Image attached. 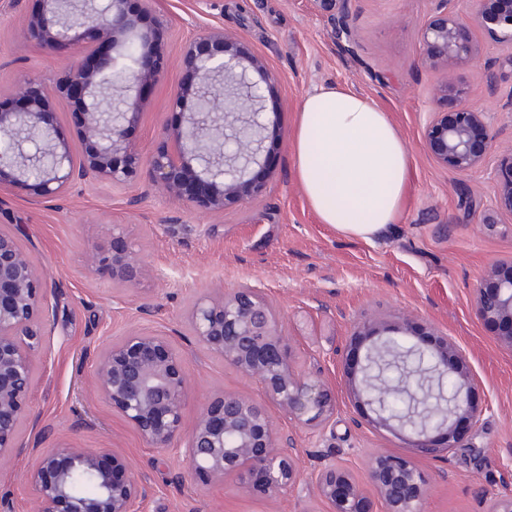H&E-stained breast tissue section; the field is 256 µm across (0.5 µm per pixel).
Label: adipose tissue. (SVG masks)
Returning a JSON list of instances; mask_svg holds the SVG:
<instances>
[{
    "label": "adipose tissue",
    "mask_w": 512,
    "mask_h": 512,
    "mask_svg": "<svg viewBox=\"0 0 512 512\" xmlns=\"http://www.w3.org/2000/svg\"><path fill=\"white\" fill-rule=\"evenodd\" d=\"M293 143L297 177L321 223L365 241L388 233L412 170L383 109L347 87H320L302 100Z\"/></svg>",
    "instance_id": "1"
}]
</instances>
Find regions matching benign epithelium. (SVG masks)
<instances>
[{
    "label": "benign epithelium",
    "instance_id": "obj_1",
    "mask_svg": "<svg viewBox=\"0 0 512 512\" xmlns=\"http://www.w3.org/2000/svg\"><path fill=\"white\" fill-rule=\"evenodd\" d=\"M28 31L47 50L75 43L78 52L65 80L50 86L30 79L19 87L22 107L0 106V186L25 188L54 200L76 185L125 184L146 168L149 184L161 195L186 203L192 211L215 214L225 207L258 196L272 176L263 152L261 84L274 80L264 60L244 50L220 27L201 31L184 48L183 61L194 82L179 87L171 107L186 115L185 126L164 128L149 156L127 136L145 102L144 87L160 80L167 67L153 34L141 29L153 0H88L90 8L72 11L67 0H32ZM332 16L335 39L351 42L350 0H314ZM476 22L512 42V0H476ZM426 62L444 70L436 88L439 98L458 101L453 112H437L425 134L436 162L455 171H469L482 162L492 136L484 113L465 104V90L454 68L476 54L448 0L436 7L421 31ZM259 75L254 81L251 74ZM224 77V93L210 91ZM135 90L134 98L113 104L102 95L109 85ZM62 96L82 105L79 137L84 145L75 159L68 144L57 140L46 112L49 101ZM194 109L186 110L188 99ZM233 139L235 150H220ZM34 153L25 155L23 145ZM258 171L250 173L252 166ZM507 179H498V204L512 212V153L503 157ZM89 269L102 268L112 280L136 284L142 263L123 249L88 250ZM53 289L17 237L0 231V462L25 451L20 427L30 417L32 370L42 348L44 326L50 321ZM476 315L496 330V342L512 351V261L493 264L473 292ZM194 342L224 360L242 376L258 381L263 397L224 395L189 421L188 382L183 357L163 334L136 331L99 351L92 377L98 397L109 403L147 445L169 448L183 435L188 472L207 482L237 477L243 492L276 498L304 485L327 506L326 512H371L363 489L349 469L328 448L316 452L318 465L299 467L293 434L273 424L268 405L278 407L297 425L316 428L336 410L331 386L304 376L293 366L292 345L281 329L280 313L259 290L240 286L230 293L200 297L186 317ZM414 321L395 325L372 323L357 327L355 338L368 341L357 360L360 376L351 381L375 427L411 428L414 448L423 460H440L458 448L484 415L486 407L473 396L475 375L466 351L447 336H435L424 347L406 344ZM447 381L452 396L448 409L432 421L427 410H416L415 422L389 412L387 399L400 389L413 402L426 401L425 384ZM369 478L384 512H421L426 482L418 464L400 453L380 449L369 461ZM95 486L85 494L79 481ZM34 512H135L151 487L147 477L133 475L127 459L65 442L42 452L27 473Z\"/></svg>",
    "mask_w": 512,
    "mask_h": 512
}]
</instances>
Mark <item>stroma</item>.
I'll use <instances>...</instances> for the list:
<instances>
[{"instance_id":"35a3bbf8","label":"stroma","mask_w":512,"mask_h":512,"mask_svg":"<svg viewBox=\"0 0 512 512\" xmlns=\"http://www.w3.org/2000/svg\"><path fill=\"white\" fill-rule=\"evenodd\" d=\"M30 7V0H0L5 102L27 78L55 83L75 53L71 45L46 50L27 35ZM433 7L434 0H352L348 48L335 40L330 18L311 0H154L142 24L153 31L168 68L145 90L130 139L148 155L160 130L179 123L170 98L193 80L183 49L203 28L221 27L276 76L264 89L262 114L274 174L258 197L207 217L151 190L142 172L123 185L77 186L54 200L10 187L0 192V228L17 236L55 292V313L32 373L36 422L20 430L30 452L0 464V497L12 500L14 512H32L26 473L35 463L34 449L63 441L123 454L132 472L147 475L153 495L141 512H321L322 503L304 488L271 500L243 494L231 478L175 482L186 469L182 458L148 447L91 390L99 350L146 327L167 335L185 357L187 418L225 394L260 396L257 381L196 346L186 324L197 297L245 284L281 310L296 370L322 378L336 393V410L321 430L293 425L278 408L268 409L274 424L292 432L296 447L304 449V468L313 465L308 450L333 449L365 490L372 512H383L368 458L380 448L413 455V437L372 426L368 407L349 390L355 367L345 355L354 348L357 326L394 324L408 315L416 321L411 343L424 345L433 331L465 349L476 377L474 395L487 407L465 448L421 462L428 487L424 512H487L490 496L512 493V352L495 343L493 329L471 306L489 265L512 260V214L496 203L501 159L512 152V112L501 108L512 95V44L476 25L474 0H448L478 52L454 75L468 104L485 112L494 141L478 168H443L426 149L425 132L433 112L454 110L456 103L435 98L443 72L425 64L421 52L420 30ZM328 84L379 103L408 145L412 185L383 239L349 238L320 223L297 180L291 145L296 112L307 93ZM116 224L144 266L134 285L83 265L88 248L111 250ZM144 303L153 306V316L140 314Z\"/></svg>"}]
</instances>
